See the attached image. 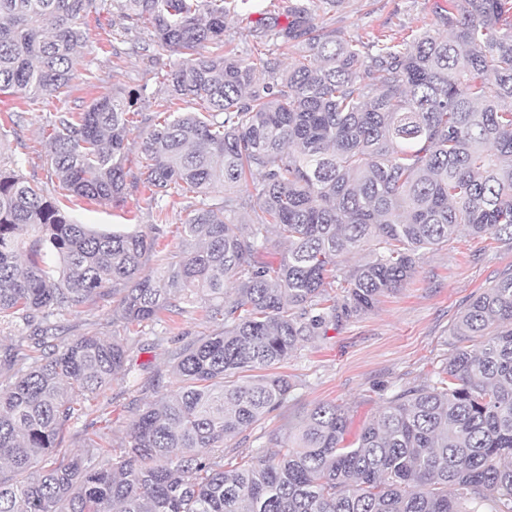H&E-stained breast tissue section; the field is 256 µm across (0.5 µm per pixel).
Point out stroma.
<instances>
[{
	"label": "stroma",
	"mask_w": 512,
	"mask_h": 512,
	"mask_svg": "<svg viewBox=\"0 0 512 512\" xmlns=\"http://www.w3.org/2000/svg\"><path fill=\"white\" fill-rule=\"evenodd\" d=\"M437 0H337L320 14L319 24L337 37L358 43L385 34L394 37L440 31L435 14ZM124 21L116 10L101 9L88 19V43L75 56V79L70 93L48 103L43 99L20 102L0 96V128L8 135L0 141V162L14 166L28 181L52 189L55 177L47 163L49 123L55 110L88 106L94 98L114 94L133 99L138 112L164 109L187 111L186 102L171 97L156 74L169 69L177 56L166 50L154 57L140 55L123 35ZM268 51L281 66L291 57L275 40L261 36L246 12L229 16L223 51L242 57ZM20 114L11 124L10 113ZM165 205L163 252L150 257L146 271L159 276L168 262L181 254V226L191 212L184 204L164 198L155 202L143 188H129L123 202H64L73 219L100 229L147 226L155 223L158 205ZM512 269V245L491 236L460 233L439 246L420 265L399 292L386 295L368 314L343 322L319 336L282 363L279 371L298 381L296 398L289 406L270 413L252 431L226 440L232 458L261 452L269 432L287 433L288 421L322 402L346 407L358 432L385 398L400 386L424 380L427 373L452 355L455 327L473 298L501 273ZM113 303L101 300L50 317L59 343L85 334L104 339L119 337L126 345L131 371L117 378L98 396L81 405L78 419L66 426L59 455H90L92 464L119 455L128 440L135 415L174 389L172 372L180 348L212 330L197 308L139 328L126 329L112 319Z\"/></svg>",
	"instance_id": "stroma-1"
}]
</instances>
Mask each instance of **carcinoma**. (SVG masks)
Listing matches in <instances>:
<instances>
[{
	"mask_svg": "<svg viewBox=\"0 0 512 512\" xmlns=\"http://www.w3.org/2000/svg\"><path fill=\"white\" fill-rule=\"evenodd\" d=\"M141 50L185 56L167 87L199 112L142 119L130 174V102L57 111L50 164L64 196L119 203L127 184L192 207L180 259L144 272L163 235L79 224L56 198L0 168V324L113 298L124 325L184 306L216 326L187 346L178 386L132 420L119 460L53 458L74 397L131 371L118 340L48 329L0 347V512H512V271L469 304L460 345L426 381L392 394L345 444L349 413L323 402L227 460L224 441L284 407L271 372L313 336L373 311L440 243L466 231L512 244V0H445L449 36L346 42L315 0L256 26L300 52L281 70L224 46L248 0H114ZM98 0H0V94L57 98L74 79ZM268 73L258 82L257 70ZM252 212L246 226L230 215ZM287 244L278 264L266 260ZM364 255L355 265L352 255ZM342 291L336 297L334 290Z\"/></svg>",
	"mask_w": 512,
	"mask_h": 512,
	"instance_id": "cac0c4a2",
	"label": "carcinoma"
}]
</instances>
